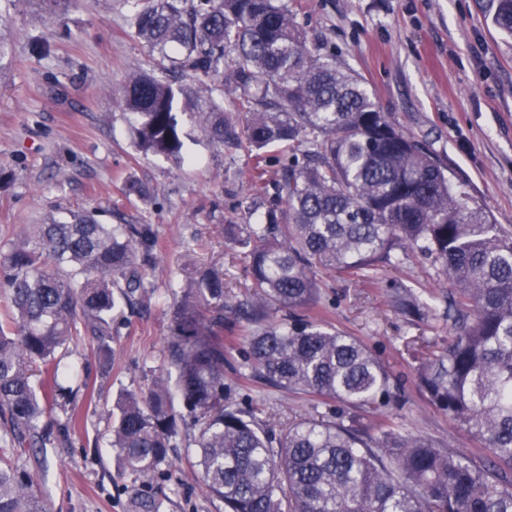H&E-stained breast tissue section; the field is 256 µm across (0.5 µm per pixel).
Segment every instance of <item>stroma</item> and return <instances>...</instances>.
<instances>
[{"instance_id":"1","label":"stroma","mask_w":512,"mask_h":512,"mask_svg":"<svg viewBox=\"0 0 512 512\" xmlns=\"http://www.w3.org/2000/svg\"><path fill=\"white\" fill-rule=\"evenodd\" d=\"M131 0H0V33L13 44L0 61V252L24 224L46 216L97 210L105 224L152 225L157 243L146 268L153 290L148 309L126 311L112 342V365L101 368L86 337L71 342L70 368L78 420L66 444L30 454L27 467L49 512H128L131 476L108 445L112 407L166 373L162 349L171 310L182 300L185 267L222 269L245 296L243 256L224 237L228 224H253L266 210L251 177L253 157L213 147L202 125L187 123L181 163L145 157L131 143L113 93L131 75L168 73L133 35ZM309 40H324L345 67L364 80L379 108L424 142L454 183L512 230V40L501 37L478 0H289ZM143 190L136 196L128 183ZM415 287L447 289L430 263L409 259L383 267ZM328 320L363 340L395 370L409 372L424 322L396 311L380 289L358 278L320 270ZM225 381L233 399L250 403L273 430L317 415L314 398L258 382ZM405 432L462 449L475 444L407 385L393 408ZM192 438L153 484L161 512H224L202 489L192 463Z\"/></svg>"}]
</instances>
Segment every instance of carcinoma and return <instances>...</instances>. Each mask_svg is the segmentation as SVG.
<instances>
[{"mask_svg":"<svg viewBox=\"0 0 512 512\" xmlns=\"http://www.w3.org/2000/svg\"><path fill=\"white\" fill-rule=\"evenodd\" d=\"M480 7L512 39V0ZM131 28L192 76L198 94L182 104L173 83L131 76L117 96L138 152L182 160L183 113L214 146L250 152L255 180L264 181L268 148L285 157L265 181L264 220L239 239L249 299L233 303L216 268L189 277L163 349L175 384L157 377L115 406L109 445L140 480L130 512H159L152 483L190 433L203 486L224 512H512V231L379 110L336 54L308 48L288 0H141ZM216 91L239 103L243 123L212 102ZM154 242L148 224H102L82 211L24 225L0 254L9 303L0 315V438L14 448L0 459V512H46L21 460L47 444L46 410L71 405L57 354L83 334L110 360L119 304L151 302ZM409 251L448 279L443 311L434 294L370 276ZM320 268L367 279L394 309L427 322L435 336L412 366L414 382L484 453L403 433L390 412L402 377L311 314ZM234 350L241 377L310 394L325 411L268 430L224 383ZM36 364L45 373L38 384Z\"/></svg>","mask_w":512,"mask_h":512,"instance_id":"obj_1","label":"carcinoma"}]
</instances>
